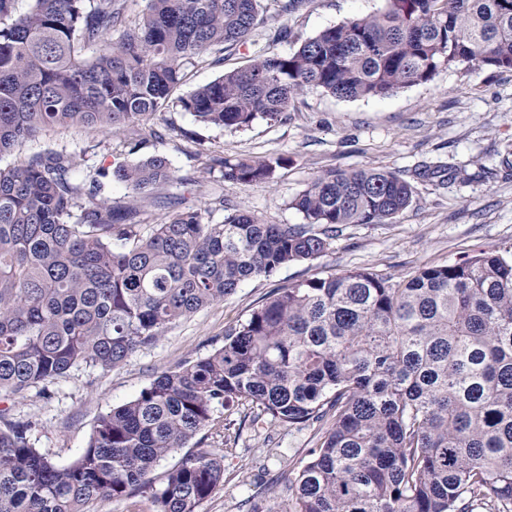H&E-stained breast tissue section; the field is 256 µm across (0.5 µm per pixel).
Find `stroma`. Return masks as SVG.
I'll return each instance as SVG.
<instances>
[{
    "mask_svg": "<svg viewBox=\"0 0 512 512\" xmlns=\"http://www.w3.org/2000/svg\"><path fill=\"white\" fill-rule=\"evenodd\" d=\"M386 0H296L281 13V0H263V19L250 37L231 51L213 50L186 66V78L166 112L121 133L56 128L38 134L0 158L18 164L46 152L71 157L85 172L106 170L101 197L121 213L126 186L113 170L133 158L166 157L175 171L170 183L155 189L136 217L158 224L176 211H200L220 222L225 208H240L266 224H299L303 217L289 201L316 172L376 168L412 177L422 165L462 168L468 181L444 179L417 184L418 200L388 224L344 226L331 249L310 263H295L268 277L243 282L224 301L171 326L149 346L138 349L112 370L82 367L25 397H1L0 409L34 421L36 448L61 465L86 447L97 418L139 394L150 381L224 343V329L245 319L277 288L288 283L361 268L394 279L423 268L463 261L474 252L512 247V164L505 148L512 142V70L462 67L444 69L424 83L384 96L339 99L311 89L299 96L281 123L256 121L230 131L196 122L179 105L224 72L248 65L260 53L285 55L302 39L326 27L383 8ZM287 26V40L271 36ZM287 157L264 184L225 181L221 159ZM318 428L278 424L263 434L242 430L225 460L224 482L198 512H267L285 501L289 472L306 449L315 447Z\"/></svg>",
    "mask_w": 512,
    "mask_h": 512,
    "instance_id": "35a3bbf8",
    "label": "stroma"
}]
</instances>
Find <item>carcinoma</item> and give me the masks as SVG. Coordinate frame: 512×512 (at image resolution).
Listing matches in <instances>:
<instances>
[{
    "mask_svg": "<svg viewBox=\"0 0 512 512\" xmlns=\"http://www.w3.org/2000/svg\"><path fill=\"white\" fill-rule=\"evenodd\" d=\"M0 0V157L41 130L112 132L169 107L184 65L246 41L262 0H147L123 29L120 0ZM288 55L261 54L179 99L207 125L278 123L298 94L389 95L442 68L512 70V0H386ZM98 47L87 59L84 51ZM280 155L224 160V179L258 184ZM104 173L60 153L0 167V395L23 397L81 366L111 370L169 326L240 284L313 261L348 224H384L416 203L414 183L377 170L314 175L289 203L302 224L229 209L138 224V203L173 179L155 155L112 176L125 213L98 198ZM248 404L249 425L320 424L288 476V512H512V251L397 281L369 270L277 289L224 330V345L156 376L101 415L86 448L59 465L32 423L0 414V512H88L138 491L155 512H197L224 483L230 448L154 467L218 415Z\"/></svg>",
    "mask_w": 512,
    "mask_h": 512,
    "instance_id": "carcinoma-1",
    "label": "carcinoma"
}]
</instances>
